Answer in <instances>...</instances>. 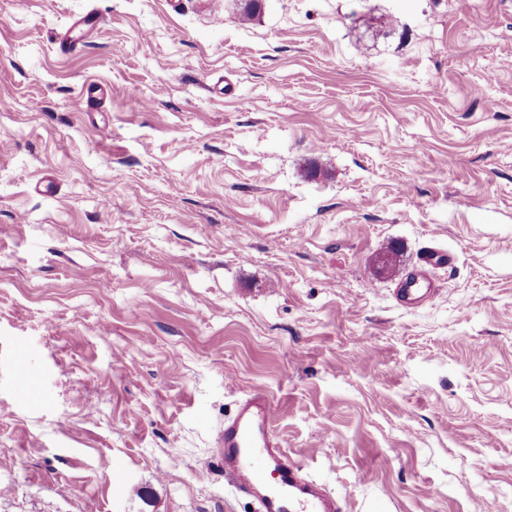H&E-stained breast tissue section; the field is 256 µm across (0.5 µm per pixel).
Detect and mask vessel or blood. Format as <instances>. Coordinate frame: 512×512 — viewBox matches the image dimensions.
I'll return each instance as SVG.
<instances>
[{
	"mask_svg": "<svg viewBox=\"0 0 512 512\" xmlns=\"http://www.w3.org/2000/svg\"><path fill=\"white\" fill-rule=\"evenodd\" d=\"M89 17L73 18L60 43L78 46L91 33ZM433 284L426 274L405 277L396 296L414 307L431 296ZM274 405L261 388L252 389L226 418L216 439V451L224 460V476L237 490L249 494L256 512H339L333 492L309 478L289 459L272 429Z\"/></svg>",
	"mask_w": 512,
	"mask_h": 512,
	"instance_id": "vessel-or-blood-1",
	"label": "vessel or blood"
}]
</instances>
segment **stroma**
I'll return each instance as SVG.
<instances>
[{"instance_id": "stroma-1", "label": "stroma", "mask_w": 512, "mask_h": 512, "mask_svg": "<svg viewBox=\"0 0 512 512\" xmlns=\"http://www.w3.org/2000/svg\"><path fill=\"white\" fill-rule=\"evenodd\" d=\"M242 7L0 0V512H254L256 387L341 512H512V0ZM95 22L98 19L92 20L88 16L73 18L60 38L61 46L69 48L81 44L90 35ZM433 283L425 270L419 275L406 276L396 290L398 301L407 307H415L434 293Z\"/></svg>"}]
</instances>
